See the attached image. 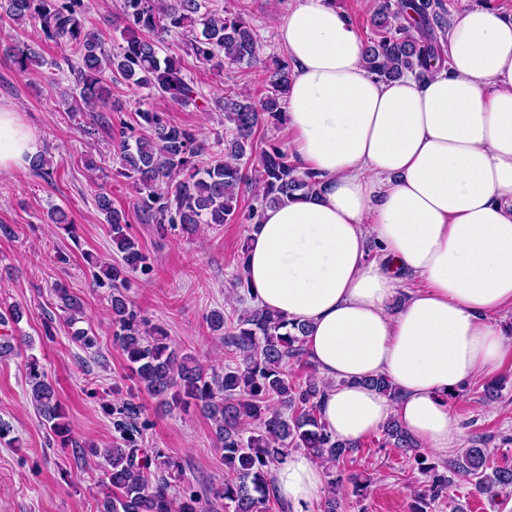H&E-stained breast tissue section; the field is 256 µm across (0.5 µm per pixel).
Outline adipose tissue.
Here are the masks:
<instances>
[{"label":"adipose tissue","instance_id":"ef3b65f1","mask_svg":"<svg viewBox=\"0 0 512 512\" xmlns=\"http://www.w3.org/2000/svg\"><path fill=\"white\" fill-rule=\"evenodd\" d=\"M431 77L383 81L331 0H296L277 38L293 77L284 123L315 193L264 208L243 276L255 302L305 325L326 384L321 416L349 444L397 419L425 450L454 441L451 396L512 355V15L455 13ZM39 151L0 107V173ZM423 280L401 292L402 279ZM388 377L390 398L368 386ZM295 512L327 493L323 464L289 452L273 473Z\"/></svg>","mask_w":512,"mask_h":512}]
</instances>
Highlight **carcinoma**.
<instances>
[{
    "instance_id": "obj_1",
    "label": "carcinoma",
    "mask_w": 512,
    "mask_h": 512,
    "mask_svg": "<svg viewBox=\"0 0 512 512\" xmlns=\"http://www.w3.org/2000/svg\"><path fill=\"white\" fill-rule=\"evenodd\" d=\"M403 0H383L374 17L375 37L365 42V60L379 79H399L408 73L421 78L444 57L430 42L409 35L398 23ZM410 8L420 20L439 17V0H412ZM84 0H0V20L20 26L34 23L40 37L64 46L76 56L68 62L80 100L91 112L105 108L109 97L106 74L148 89L173 103L197 104L201 93L187 77L180 60L159 56L154 36L171 31L187 34L195 59L218 71L224 64L251 67L262 63L263 80L269 87L255 100L251 95L229 91L214 100L224 113V158L199 166L208 153L207 144L194 129L171 123L165 112L149 106L136 111L135 125L120 130L118 158L123 176L138 189L139 212L165 232V225L180 226L188 236L203 225L228 224L241 219L256 223L260 209L308 195L317 188L311 174H300L288 150L272 143L264 151L259 168L249 174L253 137L262 125L282 124L283 102L291 80L287 59L260 61L255 30L243 13L224 10V16L201 12L200 0H121L122 43L108 49L99 33L84 24ZM17 69L26 73L47 65L33 46L15 41L3 48ZM258 185L256 200L240 216L238 197L250 183ZM98 212L109 224L112 244L120 254L114 264L102 265L87 256L93 279L109 285V316L113 338L125 356L130 375L158 404L169 409H199L214 425V438L224 456L227 477L214 496L224 512H262L273 490V466L288 451L301 449L326 463L331 498L318 506L320 512H336V491L341 478L336 467L350 457L356 446L337 439L321 421L319 401L325 383L317 373L302 383L290 380L291 362L305 354V326L288 321L258 305L232 320L221 310L208 317L213 332L224 337V346L240 355L242 362L224 371H206L190 353L171 346L159 326L146 328L125 293L129 275L150 269L149 257L128 233L125 215L112 208L103 190L95 194ZM74 341L86 350L96 347V337L76 324L83 318V303L62 284L53 288ZM30 401L43 424L60 447L72 442L64 406L39 359L31 355L25 364ZM119 434L110 448L90 445L86 452L107 462L102 512H204L199 496L170 495L171 483L181 469L160 448L148 454L141 448L143 434L138 424L142 405L135 396L121 404L102 405ZM386 442L412 459L428 478V488L414 497L412 512H428L447 496L454 477L466 478L475 491L490 501L512 493V468L491 467L489 452L479 440L471 441L462 455L441 467L428 462L417 441L395 419L383 427ZM155 481H150V477Z\"/></svg>"
}]
</instances>
